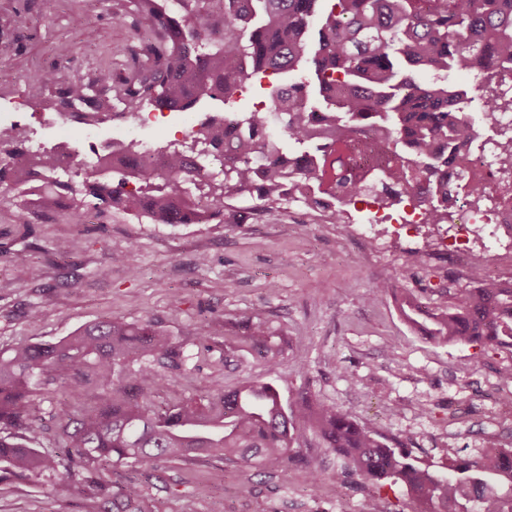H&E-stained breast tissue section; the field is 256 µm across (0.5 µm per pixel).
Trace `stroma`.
Instances as JSON below:
<instances>
[{
  "mask_svg": "<svg viewBox=\"0 0 512 512\" xmlns=\"http://www.w3.org/2000/svg\"><path fill=\"white\" fill-rule=\"evenodd\" d=\"M162 32L140 15L135 0H0V110L45 146L58 142L62 117L35 106L47 89L29 85L34 67H63L83 81L104 65L120 68L135 47L134 28ZM68 44L67 60L58 47ZM181 122L173 114L148 122L124 118L98 125L96 137L134 135L151 146L174 140ZM362 216L348 208L337 224L303 202L270 207L251 198L226 201L222 216L206 224H153L112 210L43 213L20 209L0 190V351L20 342H54L96 321H153L186 342L210 319L262 320L283 337L281 366L266 373L260 357L225 359L216 335L197 358L192 386L159 392L163 407L181 398H206L216 385L230 388L266 377L282 403L302 393L350 418L399 438L413 455L442 470L453 457H475L487 442L512 446V351L480 344L438 346L414 334L399 311L398 296L414 293L427 306L448 307L469 283L467 273L429 272L411 264L412 248L439 249L440 228L422 226L394 239L390 225L362 248L351 238ZM65 253H57V242ZM389 278L395 293L377 303L363 294ZM38 319H30L32 309ZM41 418L39 448L59 451L60 419L94 408L95 394L36 392ZM302 453L282 470L258 471L219 459L160 463L144 489L152 512H361L369 485L344 475L340 461L313 433ZM319 490H308L311 478ZM88 493L28 485H0V512H90Z\"/></svg>",
  "mask_w": 512,
  "mask_h": 512,
  "instance_id": "obj_1",
  "label": "stroma"
}]
</instances>
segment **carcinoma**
I'll use <instances>...</instances> for the list:
<instances>
[{
  "instance_id": "1",
  "label": "carcinoma",
  "mask_w": 512,
  "mask_h": 512,
  "mask_svg": "<svg viewBox=\"0 0 512 512\" xmlns=\"http://www.w3.org/2000/svg\"><path fill=\"white\" fill-rule=\"evenodd\" d=\"M165 34L142 41L118 78L114 99L130 118L146 108L193 112L208 101H233L242 86L273 74L269 107L226 112L200 122L191 146L153 149L163 165L147 162L141 144H108L79 182L58 178L57 148L29 151L0 129V186L22 206L45 211L81 209L93 202L154 224H201L224 202L248 196L260 206L290 199L314 203L329 196L340 207L366 192L384 206L427 193L429 223L448 219L455 187L448 169L473 136L468 91L450 80L462 71L484 88L483 110L502 108L489 87L512 66V0H137ZM30 79L53 88L44 107L62 114L92 106L114 109L95 83L73 80L60 68ZM378 136L391 157L385 171L355 164L333 167L353 135ZM452 310L429 309L414 294L401 296L405 322L437 343H480L512 349V282L487 281L479 269ZM390 279L372 283L366 299L393 293ZM224 321V348L257 353L268 371L282 346L265 322L234 333ZM186 344L151 321L110 319L56 343H16L0 351V484L88 488L97 512H152L143 485L104 479L120 467L150 471L164 460L220 458L257 469H282L305 431L336 453L346 473L381 493L402 484L418 512H512V450L489 442L475 459L455 458L448 471L418 464L397 440L305 397L284 409L272 385L257 377L206 402L185 399L158 408L159 391L190 378ZM66 390L80 397L100 391L91 412L69 417L64 455L34 447L41 437L27 410L32 393Z\"/></svg>"
}]
</instances>
